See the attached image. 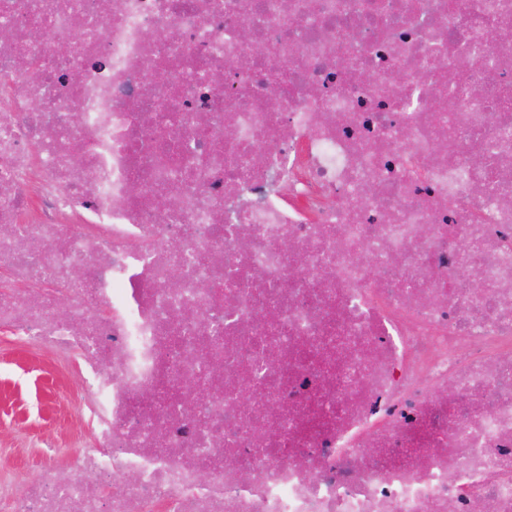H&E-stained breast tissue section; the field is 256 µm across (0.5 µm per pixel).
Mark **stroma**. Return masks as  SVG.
Returning <instances> with one entry per match:
<instances>
[{"instance_id":"obj_1","label":"stroma","mask_w":512,"mask_h":512,"mask_svg":"<svg viewBox=\"0 0 512 512\" xmlns=\"http://www.w3.org/2000/svg\"><path fill=\"white\" fill-rule=\"evenodd\" d=\"M80 396L75 361L0 335V470L25 481L49 457L71 474V455L92 437Z\"/></svg>"}]
</instances>
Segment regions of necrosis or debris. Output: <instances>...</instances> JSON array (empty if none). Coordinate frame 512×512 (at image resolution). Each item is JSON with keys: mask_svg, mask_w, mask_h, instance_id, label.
<instances>
[{"mask_svg": "<svg viewBox=\"0 0 512 512\" xmlns=\"http://www.w3.org/2000/svg\"><path fill=\"white\" fill-rule=\"evenodd\" d=\"M1 27L0 332L93 438L0 512H512V0Z\"/></svg>", "mask_w": 512, "mask_h": 512, "instance_id": "1", "label": "necrosis or debris"}]
</instances>
